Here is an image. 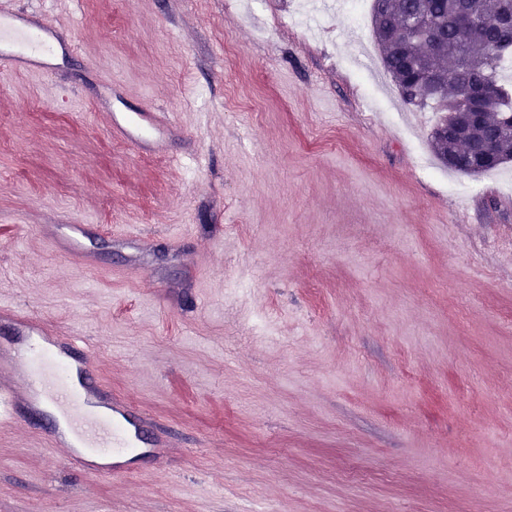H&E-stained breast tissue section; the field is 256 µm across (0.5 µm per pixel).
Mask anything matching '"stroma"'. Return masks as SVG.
I'll return each mask as SVG.
<instances>
[{
  "instance_id": "obj_1",
  "label": "stroma",
  "mask_w": 512,
  "mask_h": 512,
  "mask_svg": "<svg viewBox=\"0 0 512 512\" xmlns=\"http://www.w3.org/2000/svg\"><path fill=\"white\" fill-rule=\"evenodd\" d=\"M0 297L171 428L135 476L0 429V512H512V162L435 166L351 0H10ZM173 114L162 153L110 112ZM79 220L94 266L38 224ZM499 480L488 488L489 469ZM57 45L68 51L74 47L60 28L41 24L35 16L0 6L1 70L30 71L49 77L55 67L47 65L44 60Z\"/></svg>"
}]
</instances>
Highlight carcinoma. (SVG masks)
<instances>
[{
	"label": "carcinoma",
	"mask_w": 512,
	"mask_h": 512,
	"mask_svg": "<svg viewBox=\"0 0 512 512\" xmlns=\"http://www.w3.org/2000/svg\"><path fill=\"white\" fill-rule=\"evenodd\" d=\"M463 11L477 22L458 26ZM416 21L432 35L416 38ZM371 24L402 102L421 110L446 101L454 113L448 136L430 133L442 165L480 175L512 160V89L498 74L512 48V0H373ZM486 142L495 155L479 153Z\"/></svg>",
	"instance_id": "1"
}]
</instances>
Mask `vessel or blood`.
<instances>
[{
  "instance_id": "b4317fda",
  "label": "vessel or blood",
  "mask_w": 512,
  "mask_h": 512,
  "mask_svg": "<svg viewBox=\"0 0 512 512\" xmlns=\"http://www.w3.org/2000/svg\"><path fill=\"white\" fill-rule=\"evenodd\" d=\"M59 46H72L60 28L0 6L1 70L51 76L46 59ZM177 125L164 112L144 119L114 112L108 130L143 150L159 147ZM37 232L59 254L88 265L85 225L41 224ZM0 322L21 334L19 341L0 343V428L25 421L40 429L48 447L65 449L77 471L115 479L130 475L132 457H158L172 447L170 431L151 428L146 410L94 384L91 348L83 338L11 303L0 304Z\"/></svg>"
}]
</instances>
